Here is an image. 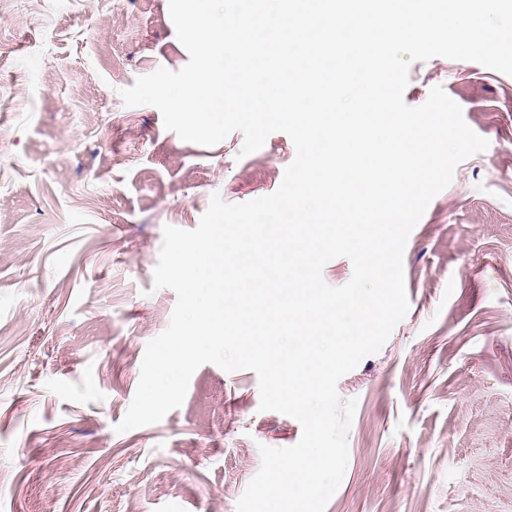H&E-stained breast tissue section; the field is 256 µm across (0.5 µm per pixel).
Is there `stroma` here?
Listing matches in <instances>:
<instances>
[{"label":"stroma","mask_w":512,"mask_h":512,"mask_svg":"<svg viewBox=\"0 0 512 512\" xmlns=\"http://www.w3.org/2000/svg\"><path fill=\"white\" fill-rule=\"evenodd\" d=\"M188 59L168 0H0V512H236L259 445L301 438L253 371L210 363L114 430L177 301L153 288L164 226L274 193L295 157L282 132L243 157L241 133L204 147L123 103ZM436 85L489 147L408 237L407 315L337 383L357 405L325 512H512V76L434 57L406 103Z\"/></svg>","instance_id":"35a3bbf8"}]
</instances>
